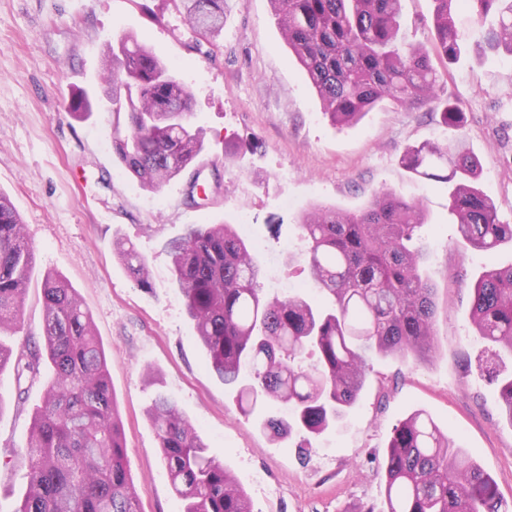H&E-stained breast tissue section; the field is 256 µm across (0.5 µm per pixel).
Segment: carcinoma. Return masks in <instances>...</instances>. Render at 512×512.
Listing matches in <instances>:
<instances>
[{"label":"carcinoma","mask_w":512,"mask_h":512,"mask_svg":"<svg viewBox=\"0 0 512 512\" xmlns=\"http://www.w3.org/2000/svg\"><path fill=\"white\" fill-rule=\"evenodd\" d=\"M197 31L215 38L227 0H174ZM402 0H270L288 48L307 72L325 114L351 125L379 103L431 105L441 74L437 54L461 52L453 15L466 8L478 22L496 17L484 45L512 56V0H433L435 48L402 41ZM105 86L72 105L82 118L112 102V153L151 191L179 176L204 150L206 132L192 125V94L171 68L133 34L104 50ZM446 142L408 146L400 163L426 179L455 182L450 210L460 244L490 251L512 243L495 201L479 187L478 161L460 133L464 112L446 103ZM426 223L421 205L382 191L364 208L315 206L300 222L304 248L288 256L301 266L324 308L303 291L263 292L264 271L230 224H189L162 248L173 285L209 355L212 374L237 389L242 411L283 405V418L260 428L279 441L321 434L356 402L368 362L378 356L434 352V288L421 276L426 260L413 247ZM129 276L151 286L146 259L133 243L113 241ZM35 252L10 200L0 193V334L17 333ZM43 347L0 342V370L10 365L19 394L44 381L43 405L26 442L8 449L30 462L29 486L16 512H140L126 465V446L111 392L108 358L77 291L56 273L43 279ZM468 318L492 350L504 417L512 424V264L486 270L474 285ZM316 349L308 368L303 354ZM146 414L183 512H253L224 463L209 453L196 426L166 395ZM386 512H512L493 478L450 433L422 410L395 426L385 462Z\"/></svg>","instance_id":"carcinoma-1"}]
</instances>
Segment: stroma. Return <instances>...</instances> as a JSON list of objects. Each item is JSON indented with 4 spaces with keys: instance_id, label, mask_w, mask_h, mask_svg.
I'll return each instance as SVG.
<instances>
[{
    "instance_id": "35a3bbf8",
    "label": "stroma",
    "mask_w": 512,
    "mask_h": 512,
    "mask_svg": "<svg viewBox=\"0 0 512 512\" xmlns=\"http://www.w3.org/2000/svg\"><path fill=\"white\" fill-rule=\"evenodd\" d=\"M432 0H402L406 42L433 45ZM461 53L438 59L441 98L462 108V133L481 165L480 186L501 222L512 224V57L485 48L467 10L455 13ZM135 33L193 94V121L207 133L195 163L157 192L143 189L112 156V115H71L80 92L97 96L103 46ZM433 107L384 102L352 125L325 115L306 72L278 29L269 0H229L224 29L199 39L173 0H0V190L15 206L36 265L13 344L40 341L41 282L63 276L91 313L108 356L128 468L141 512H182L171 489L146 409L166 393L199 428L212 456L248 493L254 512H384L383 463L393 428L428 411L496 481L512 503V426L502 418L485 345L466 311L474 282L512 264V245L491 252L461 246L448 210L451 183L400 164L402 151L451 138ZM221 181L205 205L186 200L193 174ZM390 189L424 206L415 236L428 250L424 275L434 289L435 353L374 360L355 406L312 438L307 459L296 441L272 442L259 424L274 406L244 416L236 392L211 373L171 285L162 240L188 224L254 226V254L267 271L264 291L304 284L285 251L303 245L298 224L314 206L363 208ZM131 240L146 258L151 289L139 288L112 253ZM154 371L147 382L145 371ZM34 384L18 402L12 368L0 371V452L22 445L43 399ZM29 461L0 465V512H16Z\"/></svg>"
}]
</instances>
